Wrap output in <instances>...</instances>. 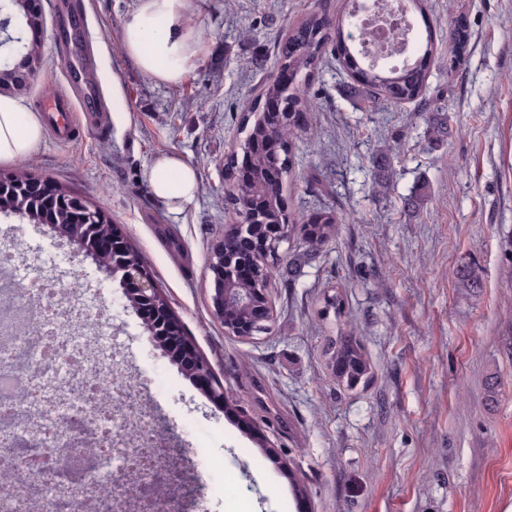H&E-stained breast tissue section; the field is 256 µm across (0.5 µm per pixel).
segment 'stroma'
Returning <instances> with one entry per match:
<instances>
[{
	"label": "stroma",
	"mask_w": 512,
	"mask_h": 512,
	"mask_svg": "<svg viewBox=\"0 0 512 512\" xmlns=\"http://www.w3.org/2000/svg\"><path fill=\"white\" fill-rule=\"evenodd\" d=\"M63 0H40L44 62L23 98L43 111L76 99V137L45 136L39 178L108 213L140 250L184 330L224 381L209 399L149 340L142 319L97 263L73 257L45 224L0 214V251L30 275L78 284L89 311L112 315L122 369L179 474L181 512H504L512 504V0H427L436 50L421 102L368 111L327 48L310 80L319 112L292 149L290 210L337 209L336 237L271 284L268 332L243 341L216 318L209 253L237 220L224 165L244 101L263 103L279 48L306 15H342L346 0H196L199 64L175 86L142 74L119 48L136 0H84L98 75L119 90L107 108L80 100L55 43ZM463 16V64L448 42ZM252 28L241 40L236 28ZM191 163L200 190L182 212L156 199L159 156ZM389 179L386 194L375 183ZM471 265L476 288L457 279ZM343 283L340 318L323 299ZM355 335L368 382L337 383V338ZM259 425L252 435L244 421Z\"/></svg>",
	"instance_id": "35a3bbf8"
}]
</instances>
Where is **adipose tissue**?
Returning a JSON list of instances; mask_svg holds the SVG:
<instances>
[{"label": "adipose tissue", "instance_id": "adipose-tissue-1", "mask_svg": "<svg viewBox=\"0 0 512 512\" xmlns=\"http://www.w3.org/2000/svg\"><path fill=\"white\" fill-rule=\"evenodd\" d=\"M195 12L194 0H136L121 22L120 47L143 74L177 85L201 58ZM43 136L40 113L22 98L0 95V163L31 158ZM146 176L153 194L175 211L190 205L199 192L194 167L174 154L158 157Z\"/></svg>", "mask_w": 512, "mask_h": 512}]
</instances>
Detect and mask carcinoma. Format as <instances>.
Listing matches in <instances>:
<instances>
[{"label":"carcinoma","mask_w":512,"mask_h":512,"mask_svg":"<svg viewBox=\"0 0 512 512\" xmlns=\"http://www.w3.org/2000/svg\"><path fill=\"white\" fill-rule=\"evenodd\" d=\"M351 18L347 14L333 21L323 14L311 13L291 31L279 51L280 67L288 74V83L270 79L265 85L266 98L288 103V110L272 112L257 103H244L245 136L232 146L225 166L227 195L235 210L258 224H286L288 235L298 232L312 247L337 234L338 225L346 218L330 207L312 213H291L284 182L291 171L292 142L299 135L301 121L305 115L318 111L309 95V81L326 46L336 43L351 78L369 104L422 99L428 78L426 60L434 49L433 35L427 30L418 35L420 56L414 62L401 68L375 66L363 56L362 41L345 39V21ZM467 39L466 23L458 17L448 27L455 60L461 59ZM332 370L336 380L350 388L366 380L368 364L356 339L344 337L336 342Z\"/></svg>","instance_id":"carcinoma-1"}]
</instances>
